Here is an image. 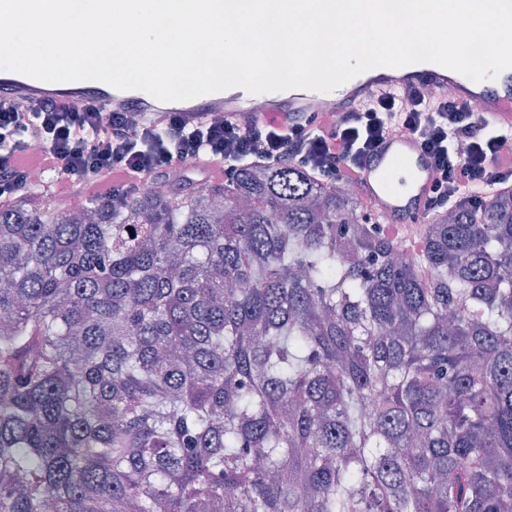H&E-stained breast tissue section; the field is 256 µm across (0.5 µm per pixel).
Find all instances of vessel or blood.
Masks as SVG:
<instances>
[{
	"instance_id": "obj_1",
	"label": "vessel or blood",
	"mask_w": 512,
	"mask_h": 512,
	"mask_svg": "<svg viewBox=\"0 0 512 512\" xmlns=\"http://www.w3.org/2000/svg\"><path fill=\"white\" fill-rule=\"evenodd\" d=\"M459 81V101H482V112L492 124L504 129L512 128V68L503 70L493 79L476 82L463 75ZM410 87H428L437 92L445 90L448 87V70L429 62L398 68L378 66L324 93L320 111L323 116L331 117L346 111L349 104L367 101L379 93L398 92ZM0 96L15 102L54 97L76 108L94 101L114 112L130 106L144 112L219 110L245 121L307 111L314 93L301 88L267 92L261 97L266 105L259 110L255 107L259 97L252 93L245 95L221 90L176 103L157 100L142 90H120L96 80L59 84L21 74L14 78H0ZM433 179L431 160L418 141L393 133L384 139L375 156L360 172L359 192L382 223L387 224L392 232L402 233L417 223L425 212Z\"/></svg>"
}]
</instances>
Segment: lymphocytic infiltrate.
<instances>
[{"mask_svg": "<svg viewBox=\"0 0 512 512\" xmlns=\"http://www.w3.org/2000/svg\"><path fill=\"white\" fill-rule=\"evenodd\" d=\"M398 131L415 137L433 161L427 216L461 204L479 210L490 202V189L512 188V130L479 119L470 104L418 88L378 96L329 122L314 112H290L277 123H244L220 112L157 119L94 102L73 109L52 99H0V208L28 184V155L51 174L49 196L105 198L118 206L171 167L199 160L228 175L244 164L292 163L323 184L350 186L383 137ZM33 140L41 144L35 153Z\"/></svg>", "mask_w": 512, "mask_h": 512, "instance_id": "f902f5d3", "label": "lymphocytic infiltrate"}]
</instances>
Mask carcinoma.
I'll list each match as a JSON object with an SVG mask.
<instances>
[{"instance_id": "carcinoma-1", "label": "carcinoma", "mask_w": 512, "mask_h": 512, "mask_svg": "<svg viewBox=\"0 0 512 512\" xmlns=\"http://www.w3.org/2000/svg\"><path fill=\"white\" fill-rule=\"evenodd\" d=\"M38 195L0 209V512H512V194L406 264L289 164Z\"/></svg>"}]
</instances>
